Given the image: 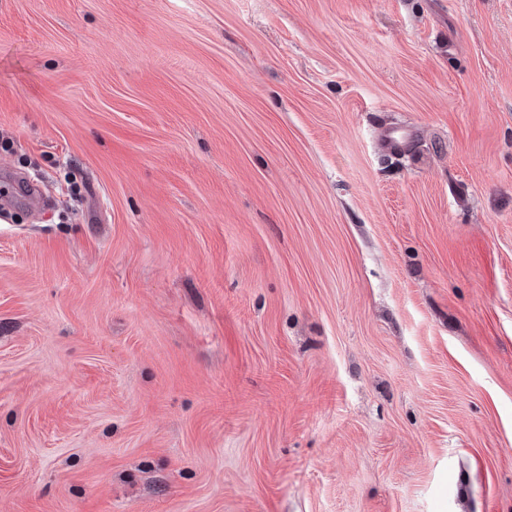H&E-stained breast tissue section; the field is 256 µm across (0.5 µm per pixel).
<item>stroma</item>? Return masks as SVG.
I'll list each match as a JSON object with an SVG mask.
<instances>
[{
	"mask_svg": "<svg viewBox=\"0 0 512 512\" xmlns=\"http://www.w3.org/2000/svg\"><path fill=\"white\" fill-rule=\"evenodd\" d=\"M9 172L0 512H512V0H0Z\"/></svg>",
	"mask_w": 512,
	"mask_h": 512,
	"instance_id": "stroma-1",
	"label": "stroma"
}]
</instances>
